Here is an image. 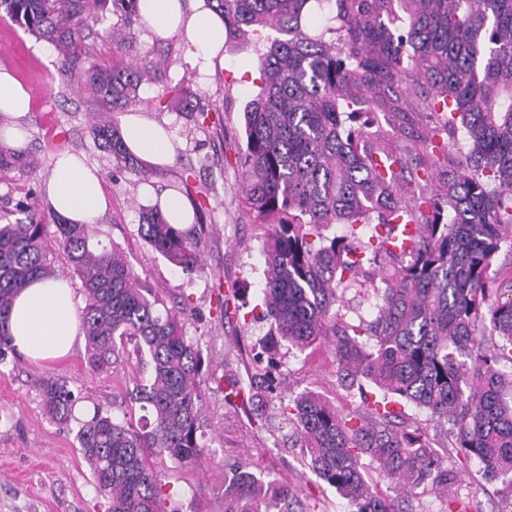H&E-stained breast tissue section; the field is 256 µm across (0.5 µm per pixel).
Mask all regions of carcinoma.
<instances>
[{"mask_svg":"<svg viewBox=\"0 0 512 512\" xmlns=\"http://www.w3.org/2000/svg\"><path fill=\"white\" fill-rule=\"evenodd\" d=\"M224 16L227 36L272 29L287 35L259 58L261 87L245 112L239 153L243 204L265 224L263 305L276 341L308 347L334 337L338 383L366 381L372 398L352 411L302 392L288 411L309 465L349 503L350 512H409L399 506L420 486L448 485L454 466L472 459L490 478L512 484V269L495 268L512 254V0H207ZM139 0H0V11L38 41L52 45L98 111L139 98L158 70L152 62L94 61L84 33L118 15L125 28L106 29L117 52L133 49ZM331 8L328 43L303 21L312 3ZM170 102L188 112L184 86ZM416 83L425 94L403 101L432 112L436 130L462 133L467 152L444 154L448 169L427 191L429 174L409 181L406 162L387 150L385 131L357 127L350 107L395 86ZM94 136L115 168L149 171L127 155L107 121ZM23 149L0 146V171L28 172ZM378 220L363 242L357 225ZM416 235L403 249V225ZM335 224L343 235H328ZM146 242L186 273L202 266L200 233L179 229L154 206L142 216ZM93 224L45 215L35 188L0 208V365L16 363L8 321L14 297L33 280L56 277L64 257L85 297L81 322L89 373L135 355L139 377L127 390L131 411L118 420L96 404L75 422L78 401L67 384L39 383L42 405L57 424H76L75 439L107 512H165L164 475L151 457L184 469L202 454V352L189 336L185 308H168L141 281L121 251L98 241ZM375 300L367 319L349 317L353 301ZM491 325L499 340L486 337ZM133 350H128V345ZM263 382L235 384L227 396L252 400ZM426 409L446 442L397 422V406ZM397 493L391 499L368 473ZM224 485V512H292L294 490L236 464Z\"/></svg>","mask_w":512,"mask_h":512,"instance_id":"1","label":"carcinoma"}]
</instances>
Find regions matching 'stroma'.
I'll list each match as a JSON object with an SVG mask.
<instances>
[{
	"label": "stroma",
	"mask_w": 512,
	"mask_h": 512,
	"mask_svg": "<svg viewBox=\"0 0 512 512\" xmlns=\"http://www.w3.org/2000/svg\"><path fill=\"white\" fill-rule=\"evenodd\" d=\"M277 37V32L266 30L258 37L226 42L223 67L201 76L194 72L192 48L185 39L160 36L145 25L135 30L136 57L160 63L161 72L126 110L167 125L180 144L174 163L150 174L149 183L161 192L180 188L188 180L208 192L202 229L204 269L188 274L142 238L144 184L137 172L115 169L110 154L99 146L92 130L95 108L85 95L73 91L54 47L0 20V68L11 72L31 94V109L20 124L34 159L31 172L0 175V202L25 187H44L58 152L84 156L102 174L110 200L109 209L96 220L102 241L120 247L141 279L160 289L167 307L185 306L187 333L201 349V459L191 473L168 458L154 459L172 488L168 506L173 512H224L227 467L249 461L296 491L295 512L350 510L335 488L308 469L296 430L284 412L304 391L318 393L341 410L360 405L358 389H344L337 381L331 339L304 349L281 345L271 370L276 380L273 391L244 404L226 399L230 382L248 384L272 331L261 307L265 228L254 223L242 205L236 158L243 112L258 91V58ZM186 75L192 76L190 90L209 114L205 124L158 105L169 87ZM367 116L387 131L389 147L405 154L411 170L434 168L435 155L414 146L424 135L435 134L437 142L453 152L465 151L463 141L434 133L431 113L372 108ZM218 282L234 289L232 311L225 317L217 309L213 290ZM135 376L129 364L89 375L81 343L66 359L52 364L26 360L16 368H0V512H105L107 503L73 432L46 415L38 384L44 378L64 381L79 398L77 414L96 402L119 418L128 409L125 393ZM448 491L471 503L475 512H512V486L486 479L476 460L468 462Z\"/></svg>",
	"instance_id": "1"
}]
</instances>
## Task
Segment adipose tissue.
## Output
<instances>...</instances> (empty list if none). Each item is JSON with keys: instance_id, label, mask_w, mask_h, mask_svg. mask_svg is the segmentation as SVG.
<instances>
[{"instance_id": "obj_1", "label": "adipose tissue", "mask_w": 512, "mask_h": 512, "mask_svg": "<svg viewBox=\"0 0 512 512\" xmlns=\"http://www.w3.org/2000/svg\"><path fill=\"white\" fill-rule=\"evenodd\" d=\"M143 22L156 33L185 38L193 48L192 62L210 72L224 59V18L206 0H139ZM29 92L8 71L0 70V143L22 147L25 133L18 125L30 109ZM127 151L149 170L172 164L176 146L171 131L141 114L127 113L120 122ZM47 193L53 211L71 224H91L108 207L102 177L96 168L71 152L59 153L52 166ZM9 333L20 356L51 362L67 356L83 337L76 291L68 281L38 279L14 299Z\"/></svg>"}]
</instances>
